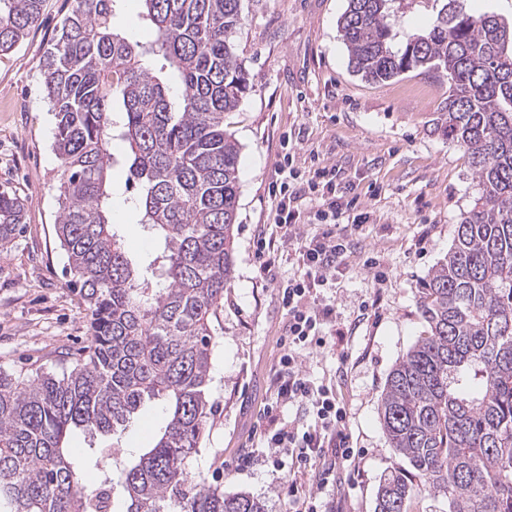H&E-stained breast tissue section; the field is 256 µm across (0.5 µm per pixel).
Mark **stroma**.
Returning <instances> with one entry per match:
<instances>
[{
	"instance_id": "obj_1",
	"label": "stroma",
	"mask_w": 512,
	"mask_h": 512,
	"mask_svg": "<svg viewBox=\"0 0 512 512\" xmlns=\"http://www.w3.org/2000/svg\"><path fill=\"white\" fill-rule=\"evenodd\" d=\"M346 7L347 0H244L236 37L251 90L224 117L241 148L235 265L211 323L208 394L215 409L186 469L225 494L248 493L265 512H288L281 472L267 464L241 471L237 463L262 446L257 427L275 397L288 324L277 283L297 268L287 234L272 222L273 188L288 178L302 186L315 169L333 165L337 192L358 194L363 203L336 218L352 227L353 253L323 292L336 307L344 340L314 350L302 364L345 406L358 449L337 467L335 484L319 492L324 512H375L379 484L393 463L379 416L386 378L425 334L417 288L446 258L455 226L479 192L462 148L435 128L448 106L447 82L421 70L381 83L353 73L338 28ZM71 8L72 0H44L40 25L0 55V189L15 191L24 204L22 231L0 250V367L25 375L71 367L90 338L54 229L59 167L41 78L44 53ZM438 8L437 0H395L399 37L425 29ZM112 151L115 230L130 257L145 265L162 242L127 223L126 146L114 141ZM263 238L276 255L266 274L255 257ZM368 255L376 257L385 284L364 267ZM373 300L376 313L364 314L362 303ZM165 416L163 401L145 402L122 448L148 447Z\"/></svg>"
}]
</instances>
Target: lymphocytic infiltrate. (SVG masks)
I'll list each match as a JSON object with an SVG mask.
<instances>
[{
  "label": "lymphocytic infiltrate",
  "instance_id": "f902f5d3",
  "mask_svg": "<svg viewBox=\"0 0 512 512\" xmlns=\"http://www.w3.org/2000/svg\"><path fill=\"white\" fill-rule=\"evenodd\" d=\"M277 205L272 222L286 229L288 239L299 255L297 271L281 282L278 295L288 315L287 349L280 357L275 373L276 403L280 406L305 404L315 419L314 428L295 422H269L261 432L275 470L301 469L311 462L332 455L335 460H350L355 450L349 443L346 410L335 394L325 386L314 385L301 369L304 353L326 346L341 338L336 310L320 296L323 289L332 287L347 252V233L331 219L335 205L317 210L318 231H302L295 205L298 198L288 182H280L274 191Z\"/></svg>",
  "mask_w": 512,
  "mask_h": 512
}]
</instances>
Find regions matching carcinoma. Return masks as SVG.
<instances>
[{"label": "carcinoma", "mask_w": 512, "mask_h": 512, "mask_svg": "<svg viewBox=\"0 0 512 512\" xmlns=\"http://www.w3.org/2000/svg\"><path fill=\"white\" fill-rule=\"evenodd\" d=\"M43 2L0 0V55L39 24ZM120 2L73 0L43 59L60 169L55 230L92 333L59 374L0 369V512H264L186 471L214 411L211 322L233 269L240 148L224 114L250 90L235 52L243 0H140L148 42L123 34ZM389 2L347 0L339 29L350 66L371 82L417 69L447 79L436 128L464 149L480 194L417 288L428 334L385 384L394 463L377 512H410L425 494L447 498L448 512H512V28L448 0L397 43ZM116 139L138 189L133 223L163 240L157 269L134 265L114 231ZM23 212L1 189L0 248ZM156 399L167 419L137 455L67 445L75 431L123 434ZM91 470L101 473L93 488Z\"/></svg>", "instance_id": "obj_1"}]
</instances>
